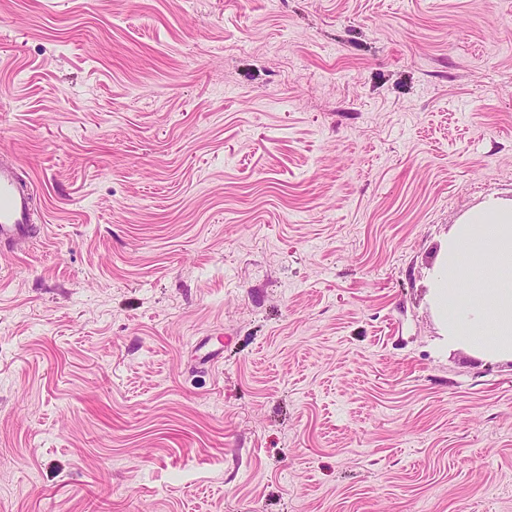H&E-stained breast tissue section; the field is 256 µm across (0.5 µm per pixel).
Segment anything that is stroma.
I'll return each instance as SVG.
<instances>
[{
    "label": "stroma",
    "mask_w": 512,
    "mask_h": 512,
    "mask_svg": "<svg viewBox=\"0 0 512 512\" xmlns=\"http://www.w3.org/2000/svg\"><path fill=\"white\" fill-rule=\"evenodd\" d=\"M0 150V512H512V361L428 299L512 0H0ZM35 224L33 189L20 175L17 160H0V243H19Z\"/></svg>",
    "instance_id": "35a3bbf8"
}]
</instances>
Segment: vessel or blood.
Segmentation results:
<instances>
[{
  "mask_svg": "<svg viewBox=\"0 0 512 512\" xmlns=\"http://www.w3.org/2000/svg\"><path fill=\"white\" fill-rule=\"evenodd\" d=\"M33 189L17 161L0 160V243H19L33 231Z\"/></svg>",
  "mask_w": 512,
  "mask_h": 512,
  "instance_id": "1",
  "label": "vessel or blood"
}]
</instances>
